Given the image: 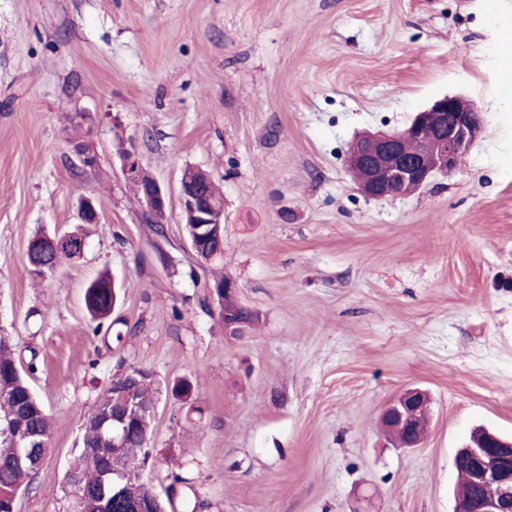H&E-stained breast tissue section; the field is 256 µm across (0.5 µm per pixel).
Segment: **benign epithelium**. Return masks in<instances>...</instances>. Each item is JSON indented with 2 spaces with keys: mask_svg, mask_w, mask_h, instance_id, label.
<instances>
[{
  "mask_svg": "<svg viewBox=\"0 0 512 512\" xmlns=\"http://www.w3.org/2000/svg\"><path fill=\"white\" fill-rule=\"evenodd\" d=\"M481 130V112L470 100L460 96H444L428 108L418 112L407 127L399 133L383 131L360 135L346 156V166L357 182L358 189L367 198L383 199L401 196L425 187L438 175L454 171L463 162ZM70 153L77 160L82 174L96 172L100 155L93 139L83 137L69 141ZM118 155L125 181L138 185V201L144 223L163 224L167 219L169 196L155 178L140 163L134 141H120ZM200 169L187 167L182 171L178 195L182 223L185 224L192 252L204 262L216 258L211 244L224 240V204L209 195L201 179ZM82 223L101 222L96 202L86 197L79 203ZM221 301L225 331L240 336L248 322L241 314V304L234 285L229 281L216 285ZM122 403L106 412L100 429L112 434V448L107 464L102 469L101 482L107 490L103 502L119 501L123 486L134 473L148 465L149 459L136 458L124 469L112 470V458L126 447L130 432V411L140 409L153 416L157 402L147 404L130 382L121 393ZM429 398L420 389H407L388 403L381 414V425L388 432L405 434L398 442L401 448H417L422 438L413 434L417 423L429 418ZM14 462L21 467L38 468L48 447V440L21 427L13 431ZM457 457L468 464L471 484L479 489L476 494L456 495L454 512H512V440L485 432L478 440L460 449Z\"/></svg>",
  "mask_w": 512,
  "mask_h": 512,
  "instance_id": "7a95c632",
  "label": "benign epithelium"
}]
</instances>
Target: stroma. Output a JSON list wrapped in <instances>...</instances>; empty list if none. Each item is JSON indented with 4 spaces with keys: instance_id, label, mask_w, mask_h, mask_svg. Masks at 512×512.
I'll return each instance as SVG.
<instances>
[{
    "instance_id": "35a3bbf8",
    "label": "stroma",
    "mask_w": 512,
    "mask_h": 512,
    "mask_svg": "<svg viewBox=\"0 0 512 512\" xmlns=\"http://www.w3.org/2000/svg\"><path fill=\"white\" fill-rule=\"evenodd\" d=\"M512 0H0V336L50 418L16 512H70L88 411L135 366L159 388L145 473L176 512H454V457L477 427L512 435V94L497 53ZM482 131L414 193L369 199L344 159L442 96ZM84 114L83 124L70 121ZM88 134L92 174L69 160ZM171 194L155 260L117 139ZM224 196L219 265L188 251L186 167ZM101 221L80 224L81 197ZM82 257L27 272L38 231ZM120 290L111 328L84 290ZM232 280L256 321L228 336ZM189 379L181 400L168 386ZM426 389L422 447H393L385 404ZM70 153L77 160V169L81 174H92L100 165V155L95 141L92 138L83 137L69 141Z\"/></svg>"
}]
</instances>
